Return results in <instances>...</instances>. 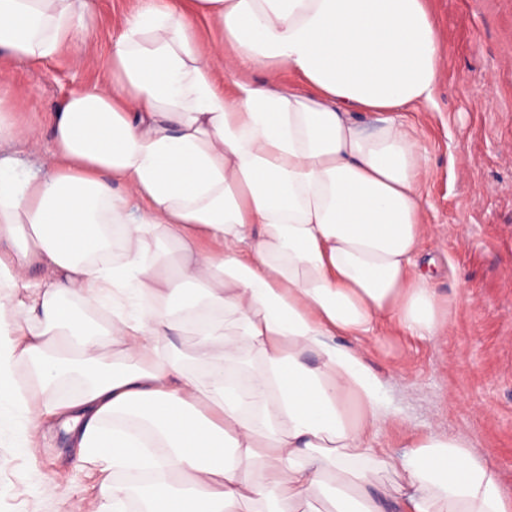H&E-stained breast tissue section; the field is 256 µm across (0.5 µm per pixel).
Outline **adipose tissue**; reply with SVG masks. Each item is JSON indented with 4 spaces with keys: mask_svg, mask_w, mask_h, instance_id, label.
<instances>
[{
    "mask_svg": "<svg viewBox=\"0 0 512 512\" xmlns=\"http://www.w3.org/2000/svg\"><path fill=\"white\" fill-rule=\"evenodd\" d=\"M201 17L221 31L207 53ZM93 19L91 0H0V57L52 59ZM442 61L427 0L131 14L104 79L54 112L49 169L0 159V429L25 448L48 416L80 461L162 470L146 512L327 494L384 512L389 471L403 512H512L465 439L430 431L401 459L372 444L389 406L366 338L393 323L433 342L456 317L418 262L427 150L401 118L433 103ZM221 68L262 78L228 94ZM186 329L187 356L169 343Z\"/></svg>",
    "mask_w": 512,
    "mask_h": 512,
    "instance_id": "adipose-tissue-1",
    "label": "adipose tissue"
}]
</instances>
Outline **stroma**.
Returning a JSON list of instances; mask_svg holds the SVG:
<instances>
[{"mask_svg":"<svg viewBox=\"0 0 512 512\" xmlns=\"http://www.w3.org/2000/svg\"><path fill=\"white\" fill-rule=\"evenodd\" d=\"M95 21L53 60L0 59V87L19 123L36 128L38 146L16 140L0 153L47 170L50 118L71 91L100 80L113 40L139 0H93ZM444 45L434 102L405 113L427 149L425 202L431 232L421 263L435 286L458 301L453 328L436 342L392 327L368 342L392 413L381 430L397 458L429 430L484 451L512 496V0H429ZM492 92H484L486 79ZM0 512H95L100 474L76 466L67 433L53 426L36 448L0 436Z\"/></svg>","mask_w":512,"mask_h":512,"instance_id":"stroma-1","label":"stroma"}]
</instances>
